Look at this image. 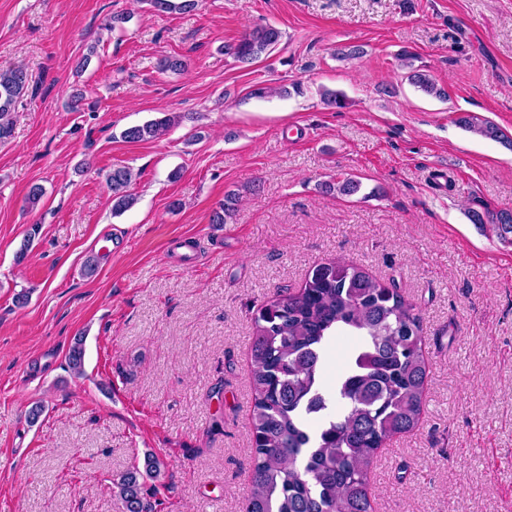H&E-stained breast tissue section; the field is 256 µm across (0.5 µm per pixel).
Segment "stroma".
<instances>
[{"mask_svg": "<svg viewBox=\"0 0 512 512\" xmlns=\"http://www.w3.org/2000/svg\"><path fill=\"white\" fill-rule=\"evenodd\" d=\"M265 22L273 52L227 54ZM404 52L445 97L409 82ZM168 56L185 70H160ZM14 67L29 82L0 141V512H125L112 480L148 453L166 464L155 512H242L252 318L336 258L395 279L428 350L422 419L378 455L374 512H512V245L468 215L512 211V148L458 123L512 137V0H0ZM164 112L181 118L166 134L122 138ZM116 167L137 197L120 215ZM348 178L358 193L321 189ZM465 128L480 136L502 142L512 147V140L508 138L497 126L491 122H474L470 118L463 117L459 121ZM133 173L129 168H113L106 176V183L112 191L113 210L120 213L135 204L136 198L130 193Z\"/></svg>", "mask_w": 512, "mask_h": 512, "instance_id": "obj_1", "label": "stroma"}]
</instances>
